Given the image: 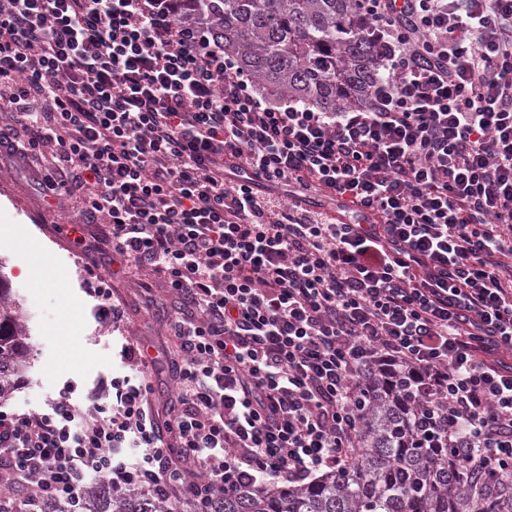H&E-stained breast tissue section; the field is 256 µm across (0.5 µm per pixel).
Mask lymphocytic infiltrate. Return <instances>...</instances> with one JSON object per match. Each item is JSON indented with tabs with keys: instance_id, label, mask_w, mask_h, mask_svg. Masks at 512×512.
Listing matches in <instances>:
<instances>
[{
	"instance_id": "obj_1",
	"label": "lymphocytic infiltrate",
	"mask_w": 512,
	"mask_h": 512,
	"mask_svg": "<svg viewBox=\"0 0 512 512\" xmlns=\"http://www.w3.org/2000/svg\"><path fill=\"white\" fill-rule=\"evenodd\" d=\"M385 75L365 109L274 104L181 0H0V153L51 155L125 267L186 303L167 429L138 377L0 410V512L87 484L207 508L353 458L360 383L417 393V438L512 470V0H357ZM291 187L290 199L270 188ZM336 198L362 224L304 208Z\"/></svg>"
}]
</instances>
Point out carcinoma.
Instances as JSON below:
<instances>
[{
	"label": "carcinoma",
	"instance_id": "carcinoma-1",
	"mask_svg": "<svg viewBox=\"0 0 512 512\" xmlns=\"http://www.w3.org/2000/svg\"><path fill=\"white\" fill-rule=\"evenodd\" d=\"M186 18L205 23L262 90L325 112L363 108L382 77L372 27L355 0H188ZM26 347L0 283V395L11 391ZM366 410L352 464L302 485L248 488L214 498L212 512H512V472L475 473L451 448L418 447L415 414L398 380H364ZM83 512H168L128 491L86 488Z\"/></svg>",
	"mask_w": 512,
	"mask_h": 512
}]
</instances>
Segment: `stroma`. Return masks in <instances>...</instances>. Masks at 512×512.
<instances>
[{
  "label": "stroma",
  "instance_id": "stroma-1",
  "mask_svg": "<svg viewBox=\"0 0 512 512\" xmlns=\"http://www.w3.org/2000/svg\"><path fill=\"white\" fill-rule=\"evenodd\" d=\"M72 211L43 201L35 174L0 163V282L9 289L29 355L4 405L46 413L60 391L75 403L100 381L130 374L120 356L125 341L139 339L151 366V409L166 422L175 397L179 342L170 322L178 311L159 275L117 272L108 249L77 247L57 227ZM108 288L124 317L119 327L98 320L94 289Z\"/></svg>",
  "mask_w": 512,
  "mask_h": 512
}]
</instances>
